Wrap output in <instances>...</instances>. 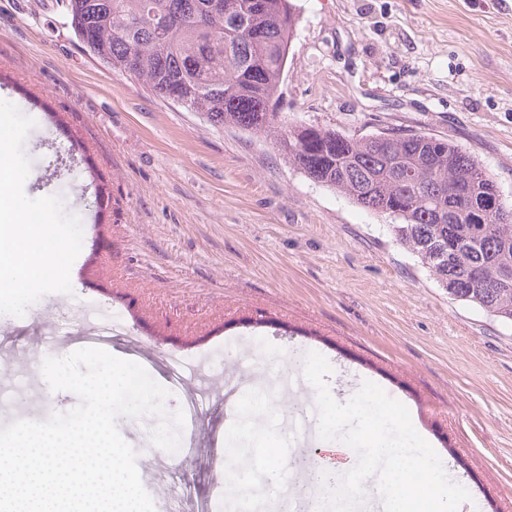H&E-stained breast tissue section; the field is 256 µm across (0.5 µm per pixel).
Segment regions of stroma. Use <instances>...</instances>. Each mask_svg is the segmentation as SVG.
Returning a JSON list of instances; mask_svg holds the SVG:
<instances>
[{
  "mask_svg": "<svg viewBox=\"0 0 512 512\" xmlns=\"http://www.w3.org/2000/svg\"><path fill=\"white\" fill-rule=\"evenodd\" d=\"M298 23L279 112L289 125L357 137L387 129L448 139L475 156L512 202V0H292ZM0 99L33 118L28 197L60 196L83 228L72 295L0 315V425L78 405L49 390L45 357L81 349L95 313L121 316L106 349L142 365L170 394L172 356L215 385L260 375L273 414L256 429L286 450L339 463L316 421L303 373L280 379L290 352L322 354L347 402L370 381L409 410L417 432L464 482L474 512H512V323L452 299L398 243L387 218L313 182L271 140L208 121L92 58L65 0H0ZM207 403L177 453L151 442L149 417L117 421L156 512L173 497L220 504L258 453L227 465L224 411Z\"/></svg>",
  "mask_w": 512,
  "mask_h": 512,
  "instance_id": "1",
  "label": "stroma"
}]
</instances>
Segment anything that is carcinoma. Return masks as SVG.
<instances>
[{"instance_id": "carcinoma-1", "label": "carcinoma", "mask_w": 512, "mask_h": 512, "mask_svg": "<svg viewBox=\"0 0 512 512\" xmlns=\"http://www.w3.org/2000/svg\"><path fill=\"white\" fill-rule=\"evenodd\" d=\"M82 47L157 97L272 139L314 182L395 219L397 241L453 299L512 323V204L445 138L288 126L274 96L296 32L291 0H66Z\"/></svg>"}]
</instances>
